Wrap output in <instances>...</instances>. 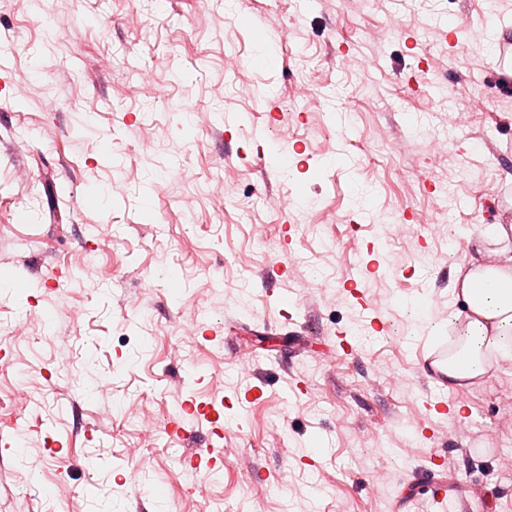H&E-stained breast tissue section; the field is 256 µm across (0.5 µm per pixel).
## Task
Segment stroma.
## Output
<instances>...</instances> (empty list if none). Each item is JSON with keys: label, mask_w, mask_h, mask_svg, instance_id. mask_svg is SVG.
Listing matches in <instances>:
<instances>
[{"label": "stroma", "mask_w": 512, "mask_h": 512, "mask_svg": "<svg viewBox=\"0 0 512 512\" xmlns=\"http://www.w3.org/2000/svg\"><path fill=\"white\" fill-rule=\"evenodd\" d=\"M470 22L497 40L512 0H0V512L101 485L113 512H512V361L422 368L477 230L512 225V88ZM230 321L239 357L209 335ZM189 399L223 408L221 466L183 462ZM437 400L459 416L430 438Z\"/></svg>", "instance_id": "35a3bbf8"}]
</instances>
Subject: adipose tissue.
Segmentation results:
<instances>
[{"mask_svg": "<svg viewBox=\"0 0 512 512\" xmlns=\"http://www.w3.org/2000/svg\"><path fill=\"white\" fill-rule=\"evenodd\" d=\"M483 235L496 246L495 260L471 257L470 270L459 283L460 315L479 349L449 355L443 372L452 387L472 384L494 363L512 360V344L505 341L512 330V228L492 224Z\"/></svg>", "mask_w": 512, "mask_h": 512, "instance_id": "1", "label": "adipose tissue"}]
</instances>
